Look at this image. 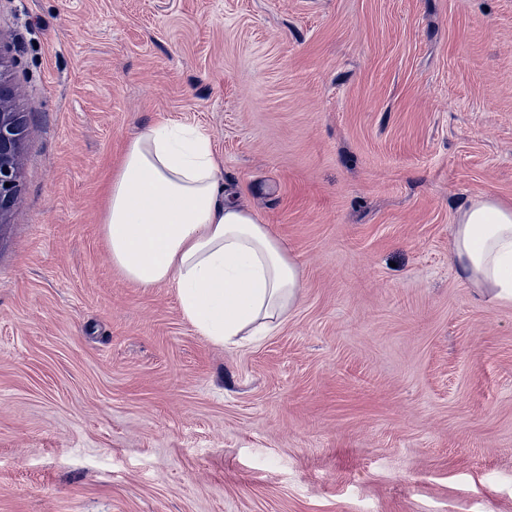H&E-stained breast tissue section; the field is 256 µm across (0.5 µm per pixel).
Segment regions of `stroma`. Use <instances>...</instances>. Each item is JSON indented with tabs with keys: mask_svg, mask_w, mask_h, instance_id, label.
I'll list each match as a JSON object with an SVG mask.
<instances>
[{
	"mask_svg": "<svg viewBox=\"0 0 512 512\" xmlns=\"http://www.w3.org/2000/svg\"><path fill=\"white\" fill-rule=\"evenodd\" d=\"M0 54V512H512V304L452 253L472 196L512 204V0H0ZM159 120L299 269L259 340L112 264ZM7 65L0 55V223L17 200L20 187V154L25 129L14 112L15 88L3 80ZM5 183H9L5 187Z\"/></svg>",
	"mask_w": 512,
	"mask_h": 512,
	"instance_id": "obj_1",
	"label": "stroma"
}]
</instances>
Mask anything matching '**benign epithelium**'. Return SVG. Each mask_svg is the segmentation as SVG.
<instances>
[{
	"label": "benign epithelium",
	"mask_w": 512,
	"mask_h": 512,
	"mask_svg": "<svg viewBox=\"0 0 512 512\" xmlns=\"http://www.w3.org/2000/svg\"><path fill=\"white\" fill-rule=\"evenodd\" d=\"M6 62L0 57V223L17 200L20 187V154L25 129L14 111L15 88L3 80Z\"/></svg>",
	"instance_id": "obj_1"
}]
</instances>
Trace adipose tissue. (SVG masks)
<instances>
[{"label":"adipose tissue","mask_w":512,"mask_h":512,"mask_svg":"<svg viewBox=\"0 0 512 512\" xmlns=\"http://www.w3.org/2000/svg\"><path fill=\"white\" fill-rule=\"evenodd\" d=\"M113 265L143 288H175L185 318L217 346L267 335L298 299L296 264L224 190L209 135L160 121L132 140L108 185ZM459 277L512 303V205L478 194L453 226Z\"/></svg>","instance_id":"obj_1"}]
</instances>
